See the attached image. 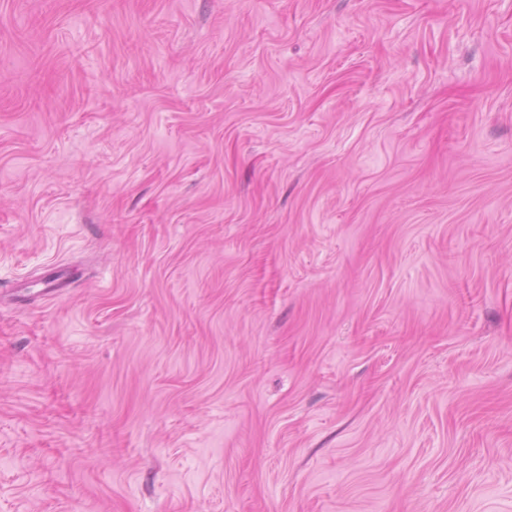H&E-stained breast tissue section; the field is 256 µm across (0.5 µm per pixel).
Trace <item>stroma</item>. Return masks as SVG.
Masks as SVG:
<instances>
[{
	"instance_id": "1",
	"label": "stroma",
	"mask_w": 512,
	"mask_h": 512,
	"mask_svg": "<svg viewBox=\"0 0 512 512\" xmlns=\"http://www.w3.org/2000/svg\"><path fill=\"white\" fill-rule=\"evenodd\" d=\"M3 288L0 512H512V0H0Z\"/></svg>"
}]
</instances>
